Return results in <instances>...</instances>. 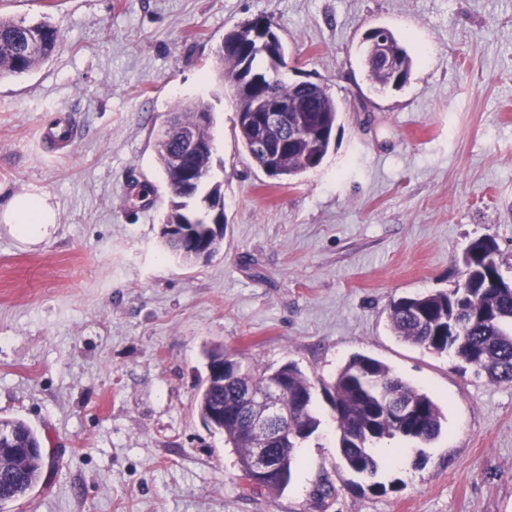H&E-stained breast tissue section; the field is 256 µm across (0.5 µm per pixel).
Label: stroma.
<instances>
[{
    "label": "stroma",
    "instance_id": "stroma-1",
    "mask_svg": "<svg viewBox=\"0 0 512 512\" xmlns=\"http://www.w3.org/2000/svg\"><path fill=\"white\" fill-rule=\"evenodd\" d=\"M0 14L64 39L0 80V417L27 421L50 458L0 512H512V383L388 322L393 299L454 288L473 238L496 240L512 278V0H0ZM260 15L280 25L288 81L326 84L341 108L328 154L291 181L243 149L212 68L225 34ZM378 26L414 59L402 88L366 76ZM193 98L212 106L226 224L220 251L185 266L161 234L154 133ZM59 112L80 130L65 158L38 139ZM17 197L45 201L54 224L18 231ZM214 345L314 383L375 358L436 400L443 432L380 443L375 494L320 396L290 484L250 489L195 410Z\"/></svg>",
    "mask_w": 512,
    "mask_h": 512
}]
</instances>
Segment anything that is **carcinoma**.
<instances>
[{"instance_id":"obj_1","label":"carcinoma","mask_w":512,"mask_h":512,"mask_svg":"<svg viewBox=\"0 0 512 512\" xmlns=\"http://www.w3.org/2000/svg\"><path fill=\"white\" fill-rule=\"evenodd\" d=\"M261 21L275 25L271 18L261 16L229 31L218 53V62L222 65V78L236 88V128L244 150L262 170L272 165L276 178L292 180L310 170L312 155H327L340 109L327 86L313 82L289 84L278 77L279 71L287 67L286 48L280 42L273 54L258 42L255 28ZM380 32L389 40L405 75H410L414 59L405 45L390 28L382 27ZM62 42L60 29L48 21L27 24L1 15L0 79L31 72L52 57ZM373 56L374 48L368 43L363 49L368 79L383 88L390 86L389 77L374 67ZM269 88L280 98L312 111V115L321 118L323 130L318 138L293 139L272 161L255 148L256 139L264 132L246 122ZM208 111L209 105L199 100L177 105L173 118L185 127H193L199 113ZM155 149L170 197L164 223L184 224L192 231L188 237L175 233L166 238L169 247L185 263L191 262V247L208 243L211 252H217L224 236L213 235V210L206 208L204 202L224 200L222 183L210 185L205 179L199 186L190 187L170 166V146L157 143ZM494 252H499L495 239L471 240L464 252L463 277L455 288L401 296L390 304L389 321L394 334L404 341L437 354L451 351L476 374L484 373L495 382L512 383V288L498 286L503 275L498 261L491 258ZM223 357L221 349L208 355V378L197 397L196 412L204 426L224 435L225 443L235 448L243 466L247 463L251 432L238 410L237 394L247 379L262 386L269 372L254 365L246 368L244 376L229 379L214 368L215 362ZM282 368L288 370V388L283 392L288 419L284 424L288 430L298 431L299 440L271 444L284 467L280 482L273 484L276 489L288 485L298 448L321 424L313 407L314 397L309 395L313 383L292 363ZM367 379L412 404L419 411L417 422L402 430L393 428L384 414L383 399L365 383ZM319 386L338 413L339 455L352 472L363 477L373 478L378 473L374 445L395 437L430 442L442 432L444 414L437 402L369 356L352 357L333 383L322 381ZM0 452L5 455L0 469L11 476L8 484L0 486L1 507L24 497L39 483L45 469V453L42 440L31 425L21 419L2 417Z\"/></svg>"}]
</instances>
